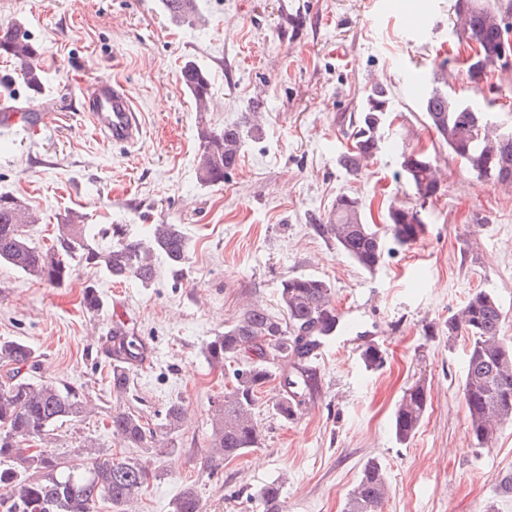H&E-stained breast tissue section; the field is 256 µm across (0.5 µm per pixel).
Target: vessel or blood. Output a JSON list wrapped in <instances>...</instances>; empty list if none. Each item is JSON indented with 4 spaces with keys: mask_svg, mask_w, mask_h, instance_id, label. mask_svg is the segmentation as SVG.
Instances as JSON below:
<instances>
[{
    "mask_svg": "<svg viewBox=\"0 0 512 512\" xmlns=\"http://www.w3.org/2000/svg\"><path fill=\"white\" fill-rule=\"evenodd\" d=\"M82 95L92 126L115 144L131 145L142 134L133 100L120 82H84Z\"/></svg>",
    "mask_w": 512,
    "mask_h": 512,
    "instance_id": "vessel-or-blood-1",
    "label": "vessel or blood"
}]
</instances>
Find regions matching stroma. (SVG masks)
I'll return each mask as SVG.
<instances>
[{"instance_id":"obj_1","label":"stroma","mask_w":512,"mask_h":512,"mask_svg":"<svg viewBox=\"0 0 512 512\" xmlns=\"http://www.w3.org/2000/svg\"><path fill=\"white\" fill-rule=\"evenodd\" d=\"M191 24L161 0H8L0 26L19 24L42 53L39 92L19 81V63L0 56V111L46 114L38 130L0 127V192L39 213L36 238L51 246L70 211L87 223L177 224L190 240L182 275L159 264L150 287L110 281L91 266L52 287L0 266V341L21 339L39 355L32 376L82 388L93 410L58 430L55 453L78 454L91 438L103 453L148 465L152 478L129 512H174L194 488L204 512H268L259 495L280 488L278 512H343L367 463L384 469L391 492L382 512H512L497 491L512 472V424L477 448L462 394L467 340H449L445 322L477 290L496 296L512 341V185L477 178L428 128L409 87L420 80L454 92L496 124L512 122V66L471 82L452 52L451 0H198ZM194 62L210 81L208 112H197L181 69ZM123 83L143 135L116 145L90 124L84 81ZM387 87L392 123L385 144L358 176L337 163L366 90ZM254 113L240 165L223 184L197 179L199 125L220 130ZM434 159L439 193L422 212L426 232L410 246L389 244L371 273L312 230L337 196L362 200L374 222L416 199L400 176L403 145ZM470 245L471 258L461 249ZM308 274L328 281L333 303L353 326L350 342L326 341L311 367L317 386L293 422L275 415V386L260 394L259 447L212 460L211 419L231 368L211 367L206 343L249 305L281 315L279 286ZM96 286L99 311L82 305ZM123 325L149 361L133 390L114 395L103 344ZM384 352L366 368L367 342ZM424 380L428 406L412 441L393 433L404 390ZM187 414L171 444L130 448L108 423L115 407L160 423L169 403Z\"/></svg>"}]
</instances>
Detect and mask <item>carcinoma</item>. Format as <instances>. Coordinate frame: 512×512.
Listing matches in <instances>:
<instances>
[{
    "label": "carcinoma",
    "mask_w": 512,
    "mask_h": 512,
    "mask_svg": "<svg viewBox=\"0 0 512 512\" xmlns=\"http://www.w3.org/2000/svg\"><path fill=\"white\" fill-rule=\"evenodd\" d=\"M163 5L176 19L198 14L197 0H163ZM452 8L458 21L453 27L458 43L480 51L476 67H467L469 78L477 83L501 66L500 33H509L512 25L507 22L512 17V0H453ZM0 55L19 61L22 82L30 89H40L34 61L41 51L19 27L0 28ZM182 79L196 110L205 111L210 93L207 74L188 62L182 68ZM422 112L427 126L467 169L479 178L512 184V128L508 137H500L488 125L486 113L439 87L422 99ZM390 113L387 89L371 87L352 121V144L339 155L338 164L348 174L359 175L363 164L381 151ZM252 132L253 127L242 123L226 125L220 131L201 127L198 138L204 163L197 172L200 183H224V176L239 165L242 144ZM400 158L416 199L424 204L437 196L431 156L406 145ZM35 223L37 219L24 200L0 193V265L50 286L64 283L76 263L100 268L118 282L136 280L149 287L158 277L154 259H163L175 275L189 260V243L177 224H153L143 239L130 234L125 224L97 231L85 223L83 214L69 212L57 225L55 244L44 248L34 241ZM311 228L361 269L372 272L381 264L388 241L411 245L425 233L426 224L422 209L405 206L389 209L384 223L369 224L363 218L361 200L341 194L327 218ZM279 301L287 321L262 308L249 307L205 346L206 359L216 368L246 354L253 356L252 361L233 370L232 387L224 389V402L214 413L211 447L222 460L259 445L252 414L257 394L277 380L276 364L283 366L288 376L283 378L282 393L273 410L286 422L295 420L312 387L305 363L341 325L332 305V288L319 277L284 278ZM503 321L496 297L478 290L445 322L448 340L463 334L469 342L462 393L470 440L479 448L494 440L502 424L512 423V344L500 336ZM110 341V387L112 392L126 395L133 386V368L144 351L137 337L120 325L112 328ZM36 358V350L23 340L0 342V363L9 367V375L0 382V512H95L101 500L110 503L115 512H127L148 482L147 467L103 454L90 445L78 462L62 461L51 452L54 432L81 417L86 405L76 388L25 376L24 371L35 368ZM361 358L371 369L379 368L384 360L380 346L372 342L362 348ZM426 410L427 388L418 380L405 389L394 411L397 441L406 444L414 438ZM182 415V405L172 402L161 423L151 428L135 412L119 409L110 414V426L131 447L148 448L178 429ZM389 491L384 470L371 462L351 490L344 512H381ZM175 512H202L194 490L183 492Z\"/></svg>",
    "instance_id": "1"
}]
</instances>
